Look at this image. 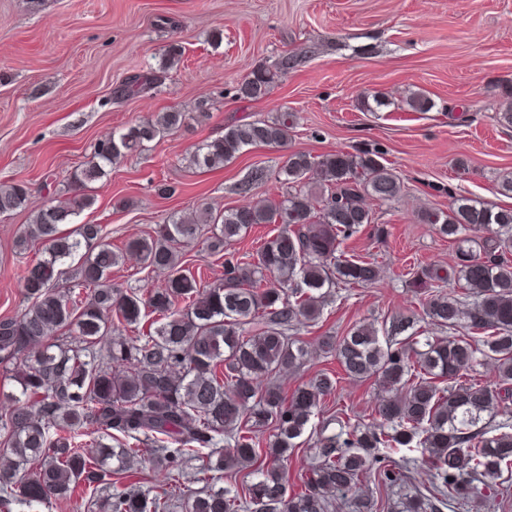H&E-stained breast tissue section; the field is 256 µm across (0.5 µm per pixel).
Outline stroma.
<instances>
[{
    "label": "stroma",
    "mask_w": 512,
    "mask_h": 512,
    "mask_svg": "<svg viewBox=\"0 0 512 512\" xmlns=\"http://www.w3.org/2000/svg\"><path fill=\"white\" fill-rule=\"evenodd\" d=\"M173 42L183 54L166 71L163 54ZM285 56L295 63L265 98L238 94L252 69ZM149 72L163 74L160 86L116 98L128 76ZM509 87L512 0H0V184L32 189L25 208L0 216V319L26 307L18 272L44 256L39 243L18 251L20 231L112 131L172 108L189 115L178 131L114 166L105 184L90 186L95 202L79 220L103 225L117 249L176 213L277 198L274 175L288 151L325 155L377 142L405 192L392 204L366 198L386 233L364 228L342 249L376 262L379 277L336 289L304 335L312 358L277 381L289 394L329 369L337 391L326 407L375 422L374 380L344 377L336 359L320 356V339L342 336L359 321L421 315L424 295L412 288L410 273L448 269L455 244L415 213L447 209L445 187L512 207V198L498 192L512 178V128L497 121L501 91ZM414 91L430 97L431 111L402 105ZM374 92L389 106L363 111L361 96ZM202 100L210 103L205 117L197 110ZM284 110L297 116L287 148H251L205 172L190 166L194 147L222 136L226 126ZM257 168L268 180L239 193Z\"/></svg>",
    "instance_id": "stroma-1"
}]
</instances>
